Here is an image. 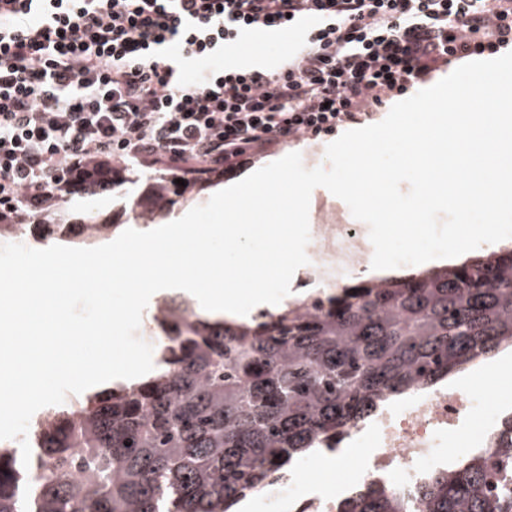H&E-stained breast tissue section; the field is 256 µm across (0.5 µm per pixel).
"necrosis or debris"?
Returning a JSON list of instances; mask_svg holds the SVG:
<instances>
[{"label":"necrosis or debris","instance_id":"obj_1","mask_svg":"<svg viewBox=\"0 0 512 512\" xmlns=\"http://www.w3.org/2000/svg\"><path fill=\"white\" fill-rule=\"evenodd\" d=\"M310 235L309 267L316 270L321 287L339 286L371 263L373 246L353 225L331 217L311 224ZM482 406L483 400L475 392L448 385L421 389L382 406L366 425L351 428L336 443L339 469L348 468L352 456L363 460L352 484L304 486L303 473L313 464L307 458L279 483L278 499L288 505L290 512H337L341 497L354 484L379 482L397 490H410L431 470L467 455L469 448L487 447V439L497 428L505 405L486 414L481 432L471 438L469 446L450 439Z\"/></svg>","mask_w":512,"mask_h":512}]
</instances>
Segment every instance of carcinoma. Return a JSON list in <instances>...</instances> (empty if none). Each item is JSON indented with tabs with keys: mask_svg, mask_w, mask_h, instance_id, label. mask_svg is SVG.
Here are the masks:
<instances>
[{
	"mask_svg": "<svg viewBox=\"0 0 512 512\" xmlns=\"http://www.w3.org/2000/svg\"><path fill=\"white\" fill-rule=\"evenodd\" d=\"M94 160L34 212L0 211V235L40 228L60 241L109 239L94 198L112 194L154 224L191 187ZM153 317L169 337L148 375L50 406L28 433L24 468L0 446V512H235L286 480L312 448L336 443L381 404L435 388L512 349V247L407 275L357 277L249 323L209 321L189 305ZM490 438L407 498L370 483L339 512H512V441Z\"/></svg>",
	"mask_w": 512,
	"mask_h": 512,
	"instance_id": "carcinoma-1",
	"label": "carcinoma"
}]
</instances>
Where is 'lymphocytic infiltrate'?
Returning a JSON list of instances; mask_svg holds the SVG:
<instances>
[{
  "label": "lymphocytic infiltrate",
  "instance_id": "lymphocytic-infiltrate-1",
  "mask_svg": "<svg viewBox=\"0 0 512 512\" xmlns=\"http://www.w3.org/2000/svg\"><path fill=\"white\" fill-rule=\"evenodd\" d=\"M294 30L280 69L223 62ZM508 47L512 0H0V206L101 158L231 171Z\"/></svg>",
  "mask_w": 512,
  "mask_h": 512
}]
</instances>
